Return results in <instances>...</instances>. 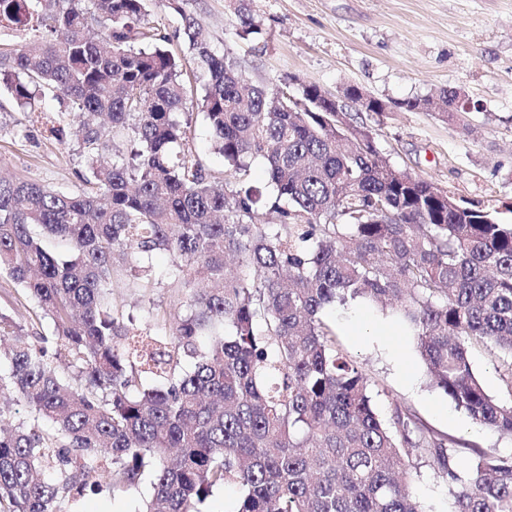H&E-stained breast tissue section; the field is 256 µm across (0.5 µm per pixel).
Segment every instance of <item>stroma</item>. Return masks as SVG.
<instances>
[{"instance_id": "1", "label": "stroma", "mask_w": 512, "mask_h": 512, "mask_svg": "<svg viewBox=\"0 0 512 512\" xmlns=\"http://www.w3.org/2000/svg\"><path fill=\"white\" fill-rule=\"evenodd\" d=\"M258 34L240 38L232 0H185L184 8L210 36L213 49L236 58L251 83L291 90L314 83L342 100L356 86L380 100V112L346 109L371 131L378 151L401 170L427 180L455 198L497 209L512 223V0H250ZM458 89L472 109L445 119L407 110L406 101ZM190 145L214 176L224 159L211 147L203 113L187 103L182 115ZM75 138L45 139L25 113L0 94V175L40 182L72 193L84 183ZM159 281L147 295L126 290L124 310L136 324L164 323L179 304L171 288L169 256L153 255ZM344 352L375 383L380 414L401 404L427 427L445 435L462 456L473 449L512 455V441L470 428V420L429 386L410 336H356L358 322H389L388 314L363 302L329 308ZM411 487L424 512H450L444 479L425 464Z\"/></svg>"}]
</instances>
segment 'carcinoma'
<instances>
[{
  "label": "carcinoma",
  "mask_w": 512,
  "mask_h": 512,
  "mask_svg": "<svg viewBox=\"0 0 512 512\" xmlns=\"http://www.w3.org/2000/svg\"><path fill=\"white\" fill-rule=\"evenodd\" d=\"M168 2L231 189L192 154L182 110L197 87L145 0H0V35L20 39L0 42V90L61 143L74 119L103 117L79 130L81 192L0 178V275L52 325L26 336L0 311V512H70L145 477L143 512H203L229 485L233 512H422L415 460L447 480L451 512H512V457L463 462L400 405L379 415L324 318L355 300L390 311L432 386L512 440V400L470 360L493 348L512 380V223L392 166L318 85L249 83ZM235 13L242 37L258 32L249 0ZM51 90L70 109L35 112ZM345 97L383 110L354 86ZM404 106L467 111L457 89ZM257 158L271 193L248 180ZM157 252L181 292L164 330L116 300L155 287Z\"/></svg>",
  "instance_id": "cac0c4a2"
}]
</instances>
